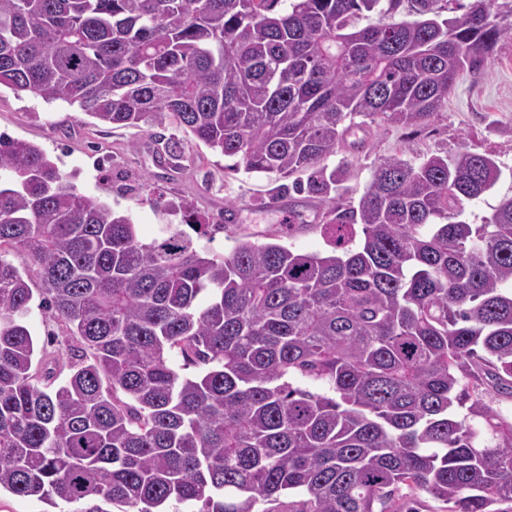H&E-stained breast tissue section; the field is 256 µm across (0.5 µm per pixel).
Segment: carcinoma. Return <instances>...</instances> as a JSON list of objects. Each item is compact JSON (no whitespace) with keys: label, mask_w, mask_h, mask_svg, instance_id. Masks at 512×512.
Returning <instances> with one entry per match:
<instances>
[{"label":"carcinoma","mask_w":512,"mask_h":512,"mask_svg":"<svg viewBox=\"0 0 512 512\" xmlns=\"http://www.w3.org/2000/svg\"><path fill=\"white\" fill-rule=\"evenodd\" d=\"M0 0V86L102 123L171 126L226 166L296 177L330 250L228 255L76 191L0 136V492L82 512H512V197L489 156L380 161L358 200L324 161L422 126L504 30L491 0L359 26L401 0ZM24 258L19 270L7 256ZM69 356L38 347L34 297ZM207 298L205 307L197 300ZM198 368L190 377L170 362Z\"/></svg>","instance_id":"cac0c4a2"}]
</instances>
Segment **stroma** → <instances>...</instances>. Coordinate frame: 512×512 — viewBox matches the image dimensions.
I'll use <instances>...</instances> for the list:
<instances>
[{
    "label": "stroma",
    "mask_w": 512,
    "mask_h": 512,
    "mask_svg": "<svg viewBox=\"0 0 512 512\" xmlns=\"http://www.w3.org/2000/svg\"><path fill=\"white\" fill-rule=\"evenodd\" d=\"M493 11L504 31L493 55L484 60L481 76H459L447 106L428 125L377 123L369 132H356V146H342L327 158L328 167L347 172L345 197H359L383 158L417 163L432 154L452 158L463 151L490 156L501 170L494 187L466 203L465 221L482 223L502 199L512 197V0H495ZM0 134L41 147L79 192L128 215L144 241L160 238L165 225L182 223L175 207L185 203L195 218L218 225V232L198 243L220 254L230 253L245 235L257 243H288L300 252L327 250L313 230L322 217L317 202L284 191L267 176L227 171V158L175 128L102 124L77 107L1 87ZM170 137L184 147L182 167L161 154ZM292 211L309 224V232L289 234Z\"/></svg>",
    "instance_id": "stroma-1"
}]
</instances>
